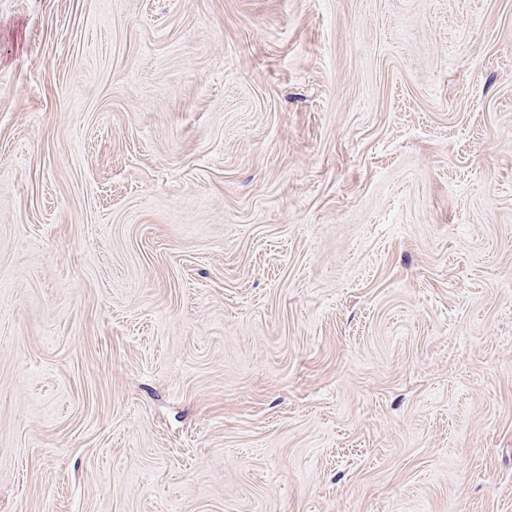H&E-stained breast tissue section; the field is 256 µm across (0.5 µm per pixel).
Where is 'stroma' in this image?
Segmentation results:
<instances>
[{
  "instance_id": "1",
  "label": "stroma",
  "mask_w": 512,
  "mask_h": 512,
  "mask_svg": "<svg viewBox=\"0 0 512 512\" xmlns=\"http://www.w3.org/2000/svg\"><path fill=\"white\" fill-rule=\"evenodd\" d=\"M0 512H512V0H0Z\"/></svg>"
}]
</instances>
